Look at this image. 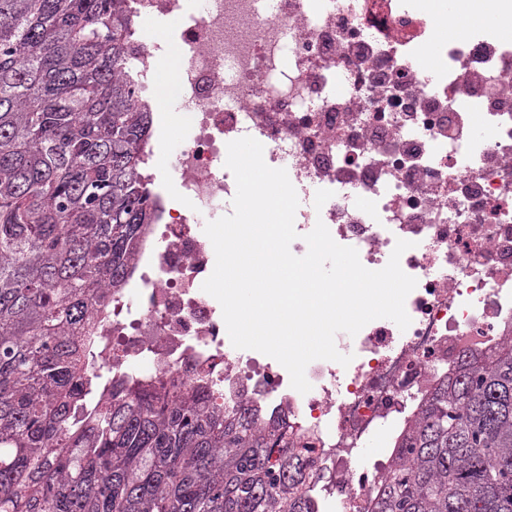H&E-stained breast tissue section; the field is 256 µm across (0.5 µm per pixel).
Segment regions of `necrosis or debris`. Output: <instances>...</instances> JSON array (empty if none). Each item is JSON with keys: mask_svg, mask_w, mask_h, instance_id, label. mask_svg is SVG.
<instances>
[{"mask_svg": "<svg viewBox=\"0 0 512 512\" xmlns=\"http://www.w3.org/2000/svg\"><path fill=\"white\" fill-rule=\"evenodd\" d=\"M127 0V74L136 102L154 98L153 63L179 66L173 91L189 112L172 161L185 203L162 244L137 259L89 339L104 377L192 383L206 375L226 405L288 414L308 436L315 512H372L403 431L467 351L512 331V34L476 24L457 36L427 0ZM181 24L165 41L145 24ZM434 44L429 63L421 49ZM250 136L296 189L298 239L323 222L362 265L385 267L397 240L417 281L407 329L376 319L336 337L348 366L308 364L302 394L278 362L233 347L219 302L201 288L215 264L198 226L232 214L227 144ZM383 449L367 457L375 439Z\"/></svg>", "mask_w": 512, "mask_h": 512, "instance_id": "1", "label": "necrosis or debris"}]
</instances>
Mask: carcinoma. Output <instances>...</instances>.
<instances>
[{"instance_id":"obj_1","label":"carcinoma","mask_w":512,"mask_h":512,"mask_svg":"<svg viewBox=\"0 0 512 512\" xmlns=\"http://www.w3.org/2000/svg\"><path fill=\"white\" fill-rule=\"evenodd\" d=\"M127 0H0V512H315L287 422L98 379L86 338L161 217ZM374 512H512V335L462 355Z\"/></svg>"}]
</instances>
